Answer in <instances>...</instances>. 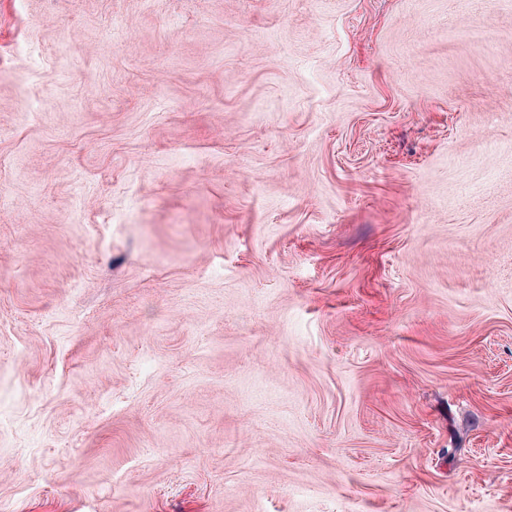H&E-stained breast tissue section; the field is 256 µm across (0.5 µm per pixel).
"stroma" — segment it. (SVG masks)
Returning a JSON list of instances; mask_svg holds the SVG:
<instances>
[{"label":"stroma","mask_w":512,"mask_h":512,"mask_svg":"<svg viewBox=\"0 0 512 512\" xmlns=\"http://www.w3.org/2000/svg\"><path fill=\"white\" fill-rule=\"evenodd\" d=\"M0 512H512V0H0Z\"/></svg>","instance_id":"stroma-1"}]
</instances>
